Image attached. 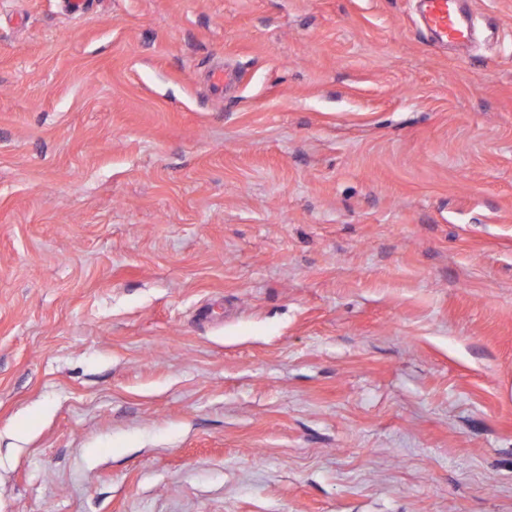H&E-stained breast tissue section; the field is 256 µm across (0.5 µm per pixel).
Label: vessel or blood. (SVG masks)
<instances>
[{"label": "vessel or blood", "instance_id": "obj_1", "mask_svg": "<svg viewBox=\"0 0 512 512\" xmlns=\"http://www.w3.org/2000/svg\"><path fill=\"white\" fill-rule=\"evenodd\" d=\"M423 26L433 41L468 47L475 38L470 0H418Z\"/></svg>", "mask_w": 512, "mask_h": 512}]
</instances>
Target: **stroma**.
Listing matches in <instances>:
<instances>
[{"label": "stroma", "instance_id": "obj_1", "mask_svg": "<svg viewBox=\"0 0 512 512\" xmlns=\"http://www.w3.org/2000/svg\"><path fill=\"white\" fill-rule=\"evenodd\" d=\"M65 2L0 0V512H512V0ZM423 26L433 41L468 47L475 39L469 0H417Z\"/></svg>", "mask_w": 512, "mask_h": 512}]
</instances>
